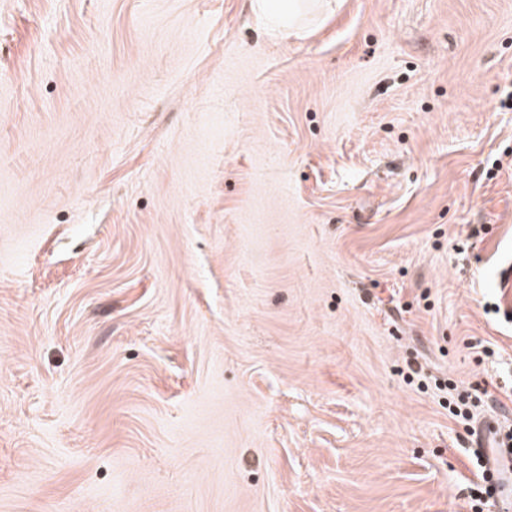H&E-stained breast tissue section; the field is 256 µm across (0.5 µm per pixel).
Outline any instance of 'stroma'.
I'll return each instance as SVG.
<instances>
[{"label":"stroma","mask_w":512,"mask_h":512,"mask_svg":"<svg viewBox=\"0 0 512 512\" xmlns=\"http://www.w3.org/2000/svg\"><path fill=\"white\" fill-rule=\"evenodd\" d=\"M511 264L512 0H0V512H472Z\"/></svg>","instance_id":"35a3bbf8"}]
</instances>
